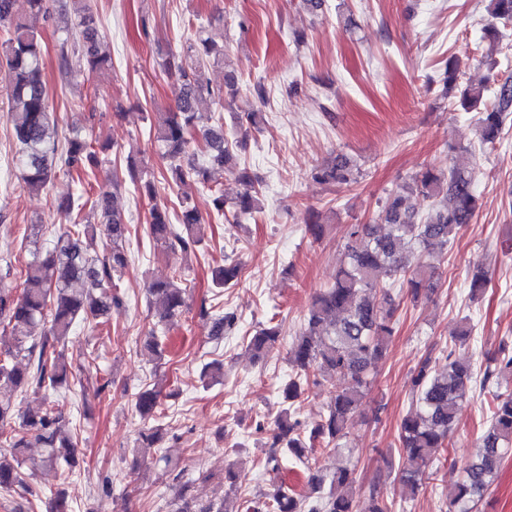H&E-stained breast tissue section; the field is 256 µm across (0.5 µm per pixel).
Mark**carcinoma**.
<instances>
[{
	"mask_svg": "<svg viewBox=\"0 0 512 512\" xmlns=\"http://www.w3.org/2000/svg\"><path fill=\"white\" fill-rule=\"evenodd\" d=\"M73 2L75 22L65 29L64 43L72 54H61L60 68L68 75L85 71L99 73L112 69L111 54L101 49L97 28L95 0H58L66 9ZM490 19L487 30L498 32V25L512 24V0H487ZM224 45L197 30L186 46L158 63L161 71L181 82L182 92L169 112H157L153 137L168 161L171 181L168 188L189 178L209 179V167L224 166L234 157L236 140L228 138L224 118L196 133V103L207 95L224 106L226 97L239 88L234 75L224 88L215 89L206 77V68L224 60ZM0 63L8 72L6 118L19 146L16 156L22 179L29 192L46 190L58 173L82 178L102 168L107 160L87 138L70 136L59 144L57 124L49 110V87L44 77V49L37 33L14 11V0H0ZM465 109L483 107L478 118V135L483 144L495 145L504 121L512 114V83L505 81L494 89L487 85H468L460 90ZM356 165L342 153L315 170L313 178L321 183H355ZM474 168L455 162L448 172L427 168L411 177L405 189L426 198L444 196L447 203L436 204L419 218L408 210L403 197L387 200L374 224H351L347 230L344 261L336 281L317 295L308 309L304 325L289 347V359L295 374L282 390V408L271 421V443L266 465L277 472L291 460L310 472L306 495L296 496L283 483L272 482L267 494L273 512H388V507L374 494L364 501L353 492L354 470L346 463L336 467L327 479L316 469L318 451L340 453L354 417L366 397L371 367L383 359L393 332L395 308L390 285L406 284L411 300L418 301L434 291L438 276L425 257L442 255L448 243L470 224L477 208L473 192ZM243 187L235 202L234 215L252 216L261 209L258 177L247 167L238 169ZM122 187L112 179V190L99 189L93 201L64 197L57 209L69 220L46 255L33 254L20 268L24 288L16 292L0 284V333L11 338L0 349V387L25 393L30 389L44 392L84 390L83 367L69 362L65 346L76 322L99 326L113 309L123 304L116 280L129 266L125 248L128 224L111 206V193ZM152 201L148 232L153 243L174 255L186 257L197 251L203 241L201 212L187 203L171 214L166 203L158 200L159 190L152 180L135 186ZM100 214L101 225L80 223L87 204ZM108 240L102 256H92L88 244L99 236ZM240 264L226 263L212 271V287L224 289L238 283ZM83 282L84 289L72 285ZM187 289L174 280L156 281L150 288L149 306L161 310L162 318L180 314L186 307ZM200 316L209 325V335L221 339L233 333L238 318L232 311L201 308ZM40 328L38 336L32 335ZM473 337V325L465 318L460 323L454 346L442 359L446 369H435V360L426 355L411 377L415 406L402 418L399 441L402 448L400 480L405 499L415 500L426 488V469L436 459L439 449L449 443L464 390L474 382L492 396L489 424L481 436V446L466 462L463 475L448 512H474L490 488L504 455L512 446V393L494 390L499 377L512 376V352L501 348L500 355L489 361L482 378L475 377L471 360L456 355L455 345L463 346ZM279 342V331L260 330L247 344L260 358ZM324 381L336 380L327 414L305 433L294 418L291 405L301 395L302 382L309 375ZM160 391L145 387L134 396V408L142 419L135 448H153L164 437L160 421ZM62 411L54 404L22 416L9 434L0 433V491L27 490L32 473L23 470L22 450L28 437L35 436L47 449L45 461L67 470L79 465L76 454L78 438L62 434ZM179 482L175 512H226V499L197 502L190 494V482Z\"/></svg>",
	"mask_w": 512,
	"mask_h": 512,
	"instance_id": "1",
	"label": "carcinoma"
}]
</instances>
